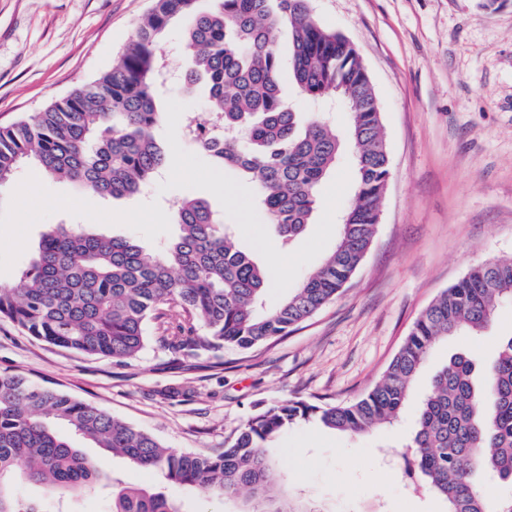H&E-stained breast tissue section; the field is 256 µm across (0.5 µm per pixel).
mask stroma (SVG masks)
Wrapping results in <instances>:
<instances>
[{
  "label": "stroma",
  "mask_w": 512,
  "mask_h": 512,
  "mask_svg": "<svg viewBox=\"0 0 512 512\" xmlns=\"http://www.w3.org/2000/svg\"><path fill=\"white\" fill-rule=\"evenodd\" d=\"M152 0H0V127L42 111L111 67ZM314 18L356 47L373 83L391 176L370 248L336 299L288 335L247 352L224 348L171 362L158 342L118 363L55 347L0 319V370L92 403L178 452L212 454L260 406L292 398L352 402L378 382L421 311L473 265L512 259V0H310ZM155 138L168 154L159 181L131 198L99 197L71 182L17 172L0 194V277L30 265L55 224H93L147 246L177 234L174 204L201 197L235 227L242 248L271 272L268 305L294 292L332 252L352 201L355 160L338 158L321 184L311 224L287 248L264 235L257 196L232 170L181 136L182 118H206L202 88L174 85ZM512 335V303H500L478 337L435 346L411 387L417 405L448 359L490 360ZM412 413L363 435L318 426L274 441L278 470L295 497L323 512H448L404 481ZM104 474L162 490L183 512H246L250 497L218 502L145 474L77 440Z\"/></svg>",
  "instance_id": "obj_1"
}]
</instances>
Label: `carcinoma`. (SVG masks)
<instances>
[{
	"mask_svg": "<svg viewBox=\"0 0 512 512\" xmlns=\"http://www.w3.org/2000/svg\"><path fill=\"white\" fill-rule=\"evenodd\" d=\"M155 0L152 11L112 67L40 112L0 127V189L18 169L34 166L101 197H130L164 166L154 130L165 118L167 61L159 42L186 19L191 87L204 81L210 113L224 116V141L201 146L216 166L256 187L265 225L282 247L303 234L317 190L345 147L355 156L353 202L341 217L332 253L295 292L266 306L270 273L241 249L203 200L176 207L177 238L157 248L98 233L93 225L57 224L42 235L31 265L0 283V319L38 341L84 355L126 362L149 338L172 360L231 347L248 351L286 336L336 296L363 262L376 226L390 166L381 112L356 48L321 26L308 0ZM288 29L283 57L276 33ZM305 96L341 95L352 110L345 135L318 118L301 122L281 95V77ZM512 299V261L475 265L414 322L383 378L358 400L318 405L284 400L259 408L218 454L179 453L150 433L100 408L0 370V512H44L19 499L15 481L83 492L100 481L98 463L56 432L66 423L96 447L175 486L225 499L246 489L249 512H321L280 489L271 443L288 427L366 433L392 425L409 401V384L436 343L479 335L497 302ZM421 487L448 512H512V498L489 503L485 485L512 483V336L482 367L457 353L435 375L417 408L410 439ZM112 512H180L163 491L112 480Z\"/></svg>",
	"mask_w": 512,
	"mask_h": 512,
	"instance_id": "cac0c4a2",
	"label": "carcinoma"
}]
</instances>
